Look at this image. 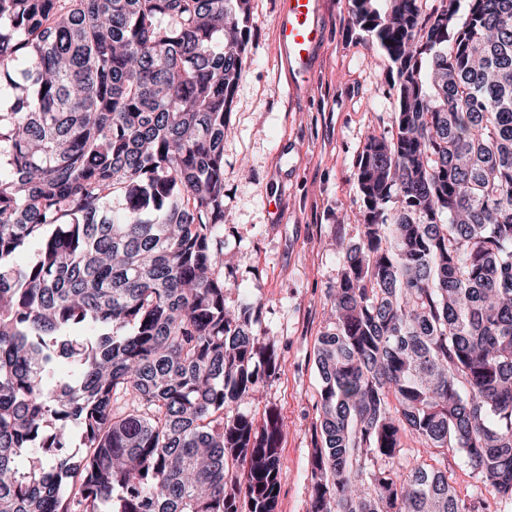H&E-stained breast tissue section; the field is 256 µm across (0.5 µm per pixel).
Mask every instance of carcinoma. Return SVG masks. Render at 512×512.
Returning a JSON list of instances; mask_svg holds the SVG:
<instances>
[{"instance_id":"1","label":"carcinoma","mask_w":512,"mask_h":512,"mask_svg":"<svg viewBox=\"0 0 512 512\" xmlns=\"http://www.w3.org/2000/svg\"><path fill=\"white\" fill-rule=\"evenodd\" d=\"M350 2L395 134L356 162L310 512H479L445 458L512 499V0ZM250 19L251 0H0V512H276L282 425L241 405L277 352L258 303L225 301ZM408 437L431 462L403 468ZM448 474L461 496L468 498L479 491L480 484L472 477L467 467L460 462L458 456L452 452H448Z\"/></svg>"}]
</instances>
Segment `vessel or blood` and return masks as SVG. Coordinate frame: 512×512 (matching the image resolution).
Listing matches in <instances>:
<instances>
[{"mask_svg": "<svg viewBox=\"0 0 512 512\" xmlns=\"http://www.w3.org/2000/svg\"><path fill=\"white\" fill-rule=\"evenodd\" d=\"M322 37L315 20V0H281L278 42L295 74L309 72L313 48Z\"/></svg>", "mask_w": 512, "mask_h": 512, "instance_id": "vessel-or-blood-1", "label": "vessel or blood"}]
</instances>
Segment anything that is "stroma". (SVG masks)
<instances>
[{
	"label": "stroma",
	"mask_w": 512,
	"mask_h": 512,
	"mask_svg": "<svg viewBox=\"0 0 512 512\" xmlns=\"http://www.w3.org/2000/svg\"><path fill=\"white\" fill-rule=\"evenodd\" d=\"M280 0H252L251 38L224 141V252L234 263L227 304L258 303L275 374L245 411L282 421L277 512H309L317 441L314 351L340 274L337 244L360 236L356 159L370 132L392 134L394 94L375 39L348 0H317L323 37L308 80L277 43Z\"/></svg>",
	"instance_id": "stroma-1"
}]
</instances>
